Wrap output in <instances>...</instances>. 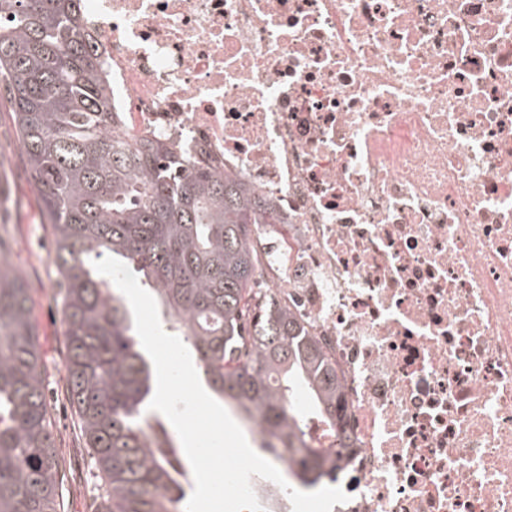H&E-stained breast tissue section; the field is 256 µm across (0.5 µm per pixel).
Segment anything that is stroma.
Returning a JSON list of instances; mask_svg holds the SVG:
<instances>
[{"label":"stroma","instance_id":"1","mask_svg":"<svg viewBox=\"0 0 512 512\" xmlns=\"http://www.w3.org/2000/svg\"><path fill=\"white\" fill-rule=\"evenodd\" d=\"M0 173L11 204L0 211V233L13 246L12 262L25 281L33 319L41 379L53 421L60 462L61 512H95L99 501L96 464L81 440L78 417L65 389L67 350L60 285L50 248L52 228L44 219L37 185L21 152L9 91L0 85Z\"/></svg>","mask_w":512,"mask_h":512}]
</instances>
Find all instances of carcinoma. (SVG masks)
Returning a JSON list of instances; mask_svg holds the SVG:
<instances>
[{
  "instance_id": "obj_1",
  "label": "carcinoma",
  "mask_w": 512,
  "mask_h": 512,
  "mask_svg": "<svg viewBox=\"0 0 512 512\" xmlns=\"http://www.w3.org/2000/svg\"><path fill=\"white\" fill-rule=\"evenodd\" d=\"M83 22L82 0H0V83L53 229L69 401L102 480L96 512H186L189 500L179 449L148 409L152 373L130 312L93 266L105 254L140 274L214 396L243 421L260 420L259 448L288 458L302 486L335 483L329 451L310 445L288 398L304 391L331 422L336 368L290 309L258 299V205L166 141L112 134L110 91ZM28 302L0 238V512H60Z\"/></svg>"
}]
</instances>
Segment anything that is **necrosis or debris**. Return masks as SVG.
<instances>
[{
  "label": "necrosis or debris",
  "instance_id": "obj_1",
  "mask_svg": "<svg viewBox=\"0 0 512 512\" xmlns=\"http://www.w3.org/2000/svg\"><path fill=\"white\" fill-rule=\"evenodd\" d=\"M112 130L241 181L333 359L332 512H512V0H85Z\"/></svg>",
  "mask_w": 512,
  "mask_h": 512
}]
</instances>
